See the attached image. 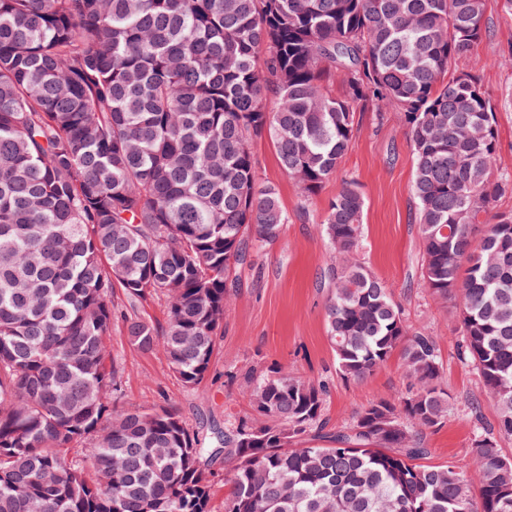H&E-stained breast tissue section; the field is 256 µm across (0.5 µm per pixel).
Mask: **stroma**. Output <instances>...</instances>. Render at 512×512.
Wrapping results in <instances>:
<instances>
[{
	"label": "stroma",
	"instance_id": "stroma-1",
	"mask_svg": "<svg viewBox=\"0 0 512 512\" xmlns=\"http://www.w3.org/2000/svg\"><path fill=\"white\" fill-rule=\"evenodd\" d=\"M487 35L473 57L456 62V70L476 69L495 105L498 172L512 173V18L498 0H486ZM262 183L273 185L288 222L281 240L237 272L224 332L208 377L196 388L185 387L169 370L162 350L140 351L121 333L114 319L110 352L122 368L119 407L173 405L200 435L224 427L228 416H253L243 373L283 367L306 379L328 381L324 414L330 428L348 424L363 405L404 391L408 380L399 357H392L364 382L336 374V356L326 335L324 305L330 293L324 277L327 248L319 223L343 181L358 184L366 202L364 262L390 287L411 329L439 339L448 390L456 401L448 420L428 432V464L449 461L470 467L474 422L466 409L483 397L478 376L457 352L456 316L451 305L434 300L420 288L422 244L411 193L413 156L399 113L367 105L355 112L354 135L336 173L309 201L281 172L269 138L253 148Z\"/></svg>",
	"mask_w": 512,
	"mask_h": 512
}]
</instances>
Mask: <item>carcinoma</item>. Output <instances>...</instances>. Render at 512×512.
I'll list each match as a JSON object with an SVG mask.
<instances>
[{
  "instance_id": "cac0c4a2",
  "label": "carcinoma",
  "mask_w": 512,
  "mask_h": 512,
  "mask_svg": "<svg viewBox=\"0 0 512 512\" xmlns=\"http://www.w3.org/2000/svg\"><path fill=\"white\" fill-rule=\"evenodd\" d=\"M486 0H0V512H512V175L494 173V107L471 70ZM340 82L336 96L330 84ZM359 104L401 114L414 157L420 281L455 309L459 355L496 422L453 462L424 465L454 410L437 337L406 324L358 259L363 195L345 183L322 235L339 374L361 382L399 354L410 380L331 433L328 386L286 369L247 375L264 421L200 438L173 408L119 409L107 362L114 290L166 299L127 316L186 387L209 373L236 269L278 243L288 215L258 181L269 137L304 199L334 173ZM331 438L330 448L312 444ZM90 447L92 462L79 453ZM214 484L213 496L210 503L211 512H224V496L230 490L229 474L224 466V459L214 460L210 466Z\"/></svg>"
}]
</instances>
